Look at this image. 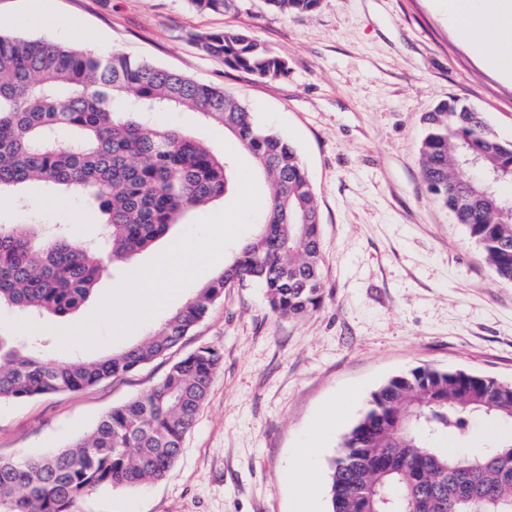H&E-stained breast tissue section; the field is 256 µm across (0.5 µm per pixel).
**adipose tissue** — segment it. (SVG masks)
Segmentation results:
<instances>
[{
	"label": "adipose tissue",
	"mask_w": 512,
	"mask_h": 512,
	"mask_svg": "<svg viewBox=\"0 0 512 512\" xmlns=\"http://www.w3.org/2000/svg\"><path fill=\"white\" fill-rule=\"evenodd\" d=\"M448 19L483 66L512 78V0H447Z\"/></svg>",
	"instance_id": "obj_1"
}]
</instances>
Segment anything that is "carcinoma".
Segmentation results:
<instances>
[{
  "label": "carcinoma",
  "mask_w": 512,
  "mask_h": 512,
  "mask_svg": "<svg viewBox=\"0 0 512 512\" xmlns=\"http://www.w3.org/2000/svg\"><path fill=\"white\" fill-rule=\"evenodd\" d=\"M228 12L234 0H190ZM305 14L318 0H265ZM197 48L228 67L276 80L287 63L253 35H199ZM197 112L232 137L272 192L257 232L224 270L140 343L110 357L49 364L39 336L0 334V401L77 392L134 371L176 346L221 298L252 282L270 308L303 316L322 302L321 214L303 162L281 134L262 127L239 99L147 62L92 54L47 39L0 36V193L38 181L98 204L102 239L37 221L0 225V309L37 321L83 308L99 282L220 199L238 182L233 158L158 115ZM421 174L466 228L498 279L512 283V142L482 113L451 97L423 116ZM476 162L484 177L465 178ZM221 360L202 346L142 395L112 408L67 448L0 460V512H72L103 486L164 478L205 402ZM512 426V383L462 369L417 367L374 391L343 436L330 467L329 512H512V436L480 454L436 446L465 443L473 422Z\"/></svg>",
  "instance_id": "cac0c4a2"
}]
</instances>
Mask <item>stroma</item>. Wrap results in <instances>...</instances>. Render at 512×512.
Returning a JSON list of instances; mask_svg holds the SVG:
<instances>
[{
  "instance_id": "obj_1",
  "label": "stroma",
  "mask_w": 512,
  "mask_h": 512,
  "mask_svg": "<svg viewBox=\"0 0 512 512\" xmlns=\"http://www.w3.org/2000/svg\"><path fill=\"white\" fill-rule=\"evenodd\" d=\"M252 32L287 63L268 81L201 53L195 35ZM0 33L101 46L221 88L288 139L322 212L323 301L299 318L274 313L252 283L225 288L208 314L166 355L76 393L0 402V459L61 448L112 407L146 392L201 346L221 366L182 454L163 480L103 487L74 512H297L296 454L309 427L332 411L313 475L311 512H328L330 465L342 436L389 378L419 366L464 369L512 382V284L500 282L423 183L422 115L448 97L482 112L512 141V79L484 68L448 22L444 0H319L309 14H279L237 0L224 14L190 0H0ZM0 205V224L35 216L76 221L92 235L97 210L43 186ZM118 265L73 316L43 319L44 358L70 359L58 330L77 326L127 274L181 235ZM223 263L184 288L126 336L84 349L102 357L139 343L181 308Z\"/></svg>"
}]
</instances>
